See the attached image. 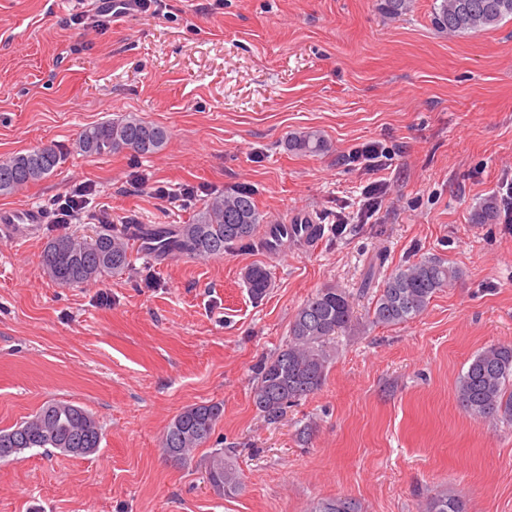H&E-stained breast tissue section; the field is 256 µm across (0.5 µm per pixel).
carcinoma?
Listing matches in <instances>:
<instances>
[{
	"instance_id": "cac0c4a2",
	"label": "carcinoma",
	"mask_w": 512,
	"mask_h": 512,
	"mask_svg": "<svg viewBox=\"0 0 512 512\" xmlns=\"http://www.w3.org/2000/svg\"><path fill=\"white\" fill-rule=\"evenodd\" d=\"M412 0H383L382 10L393 17L407 14ZM512 18V0H435L432 23L448 35L476 34ZM167 131L158 125L125 116L84 128L74 143L86 156L128 151L139 156L160 152ZM294 151L322 153L327 142L317 131H302L287 138ZM61 163L59 148L50 143L0 161V195L13 194L52 174ZM498 213L494 196L483 199L474 213L478 224ZM263 218L247 191L224 193L209 200L190 224H126L115 233L108 226L93 237L64 234L52 239L41 254V264L60 285L95 283L123 273L129 266V242L146 239L159 256L180 254L210 258L224 254L227 245L251 240ZM463 277V271L434 258H421L396 267L386 277L366 312L373 325L391 327L422 315L439 291ZM250 294L264 298L271 286V272L252 266L245 272ZM360 325L350 292L338 285L319 288L294 313L288 341L255 366L252 403L269 424L278 423L287 409L318 391L334 356L336 338ZM456 401L470 416L486 422H512V344L494 343L477 352L456 385ZM224 414L220 402L186 407L167 426L162 448L174 462L186 463L211 437ZM102 440L99 420L85 408L66 400H53L32 417L0 431V448L21 451L53 448L98 450ZM206 480L218 496L240 488V477L220 448L206 465ZM310 512H361L359 503L346 496L316 502ZM426 512H465L461 497L439 490L426 504Z\"/></svg>"
}]
</instances>
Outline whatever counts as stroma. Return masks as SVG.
I'll use <instances>...</instances> for the list:
<instances>
[{
  "mask_svg": "<svg viewBox=\"0 0 512 512\" xmlns=\"http://www.w3.org/2000/svg\"><path fill=\"white\" fill-rule=\"evenodd\" d=\"M433 3L393 18L380 0H159L102 27L79 0H0V160L45 143L64 155L0 209L94 188L73 223L0 235V430L53 399L103 427L88 456L34 448L0 461V512H309L336 496L362 512H421L442 488L466 512H512V424L455 400L471 358L512 343V224L473 221L512 178V19L451 37L432 25ZM125 115L164 127V149L75 151L82 129ZM308 130L327 151L285 148ZM371 142L388 169L348 164ZM378 181L380 209L357 222ZM243 187L267 224L292 211L350 222L276 257L236 245L149 262L135 243L131 268L97 283L61 286L42 268L52 238L97 230L99 207L116 228L187 224ZM423 257L459 267L463 282L413 320L338 337L322 387L268 424L252 367L285 345L307 297L338 284L364 312L377 293L368 271L381 281ZM254 265L272 274L259 302L244 281ZM211 401L224 416L210 440L192 462L170 460L168 424ZM229 447L242 485L220 497L205 467Z\"/></svg>",
  "mask_w": 512,
  "mask_h": 512,
  "instance_id": "1",
  "label": "stroma"
}]
</instances>
